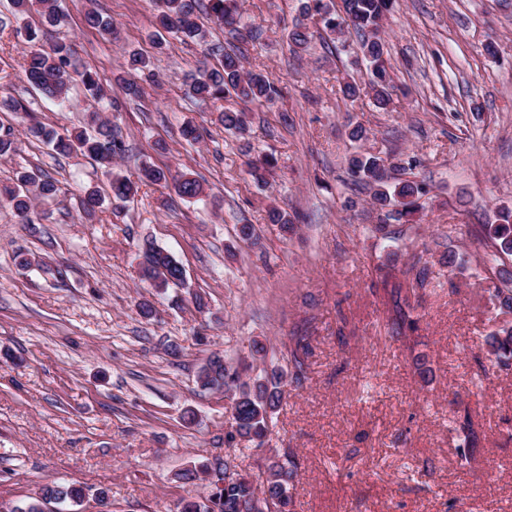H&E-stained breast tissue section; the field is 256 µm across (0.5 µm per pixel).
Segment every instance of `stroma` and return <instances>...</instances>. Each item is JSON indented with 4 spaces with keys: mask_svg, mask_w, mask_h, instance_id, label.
Returning <instances> with one entry per match:
<instances>
[{
    "mask_svg": "<svg viewBox=\"0 0 512 512\" xmlns=\"http://www.w3.org/2000/svg\"><path fill=\"white\" fill-rule=\"evenodd\" d=\"M237 4L261 31L243 42V66L275 82L273 102L187 98L188 75L219 64L233 38L212 24L203 43H154V0H61L65 20L41 42L71 45L105 99L81 88L63 104L46 99L24 79L26 46L0 0V98L59 130L99 117L126 144L108 171L23 137L0 157V187L37 167L61 188L37 204L34 225L0 206V512L53 482L79 483L86 498L50 512H177L188 493L207 492L204 481L178 480L192 463L229 454L255 475L275 453L297 466L294 512H512V366L483 343L512 326L495 297L512 258L469 234L512 207V0H394L381 22L392 75L384 110L341 92L368 81L355 36L333 49L315 36L297 52L289 34L301 0ZM92 8L116 38L86 24ZM135 53L150 74L128 72ZM127 74L140 97L122 90ZM222 107L244 112L245 134L215 124ZM188 121L199 141L183 139ZM358 125L356 143L348 133ZM357 150L401 163L403 178L426 188L412 221L391 222L392 238L372 231L379 213L348 168ZM265 155L277 164L260 185L248 169ZM146 165L190 173L203 196L146 184L84 218V187L107 188L113 172L137 178ZM273 207L292 231L269 223ZM244 224L254 237L240 235ZM147 242L182 264L185 287L148 286L138 265ZM416 256L431 271L423 290L405 273ZM394 288L417 332H398ZM145 300L149 320L138 311ZM256 340L283 366L305 349L307 378L287 386L263 447H230L224 397L197 375L218 353L256 377ZM465 413L477 434L466 460L452 423Z\"/></svg>",
    "mask_w": 512,
    "mask_h": 512,
    "instance_id": "1",
    "label": "stroma"
}]
</instances>
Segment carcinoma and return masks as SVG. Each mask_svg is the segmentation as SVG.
Returning a JSON list of instances; mask_svg holds the SVG:
<instances>
[{"instance_id":"1","label":"carcinoma","mask_w":512,"mask_h":512,"mask_svg":"<svg viewBox=\"0 0 512 512\" xmlns=\"http://www.w3.org/2000/svg\"><path fill=\"white\" fill-rule=\"evenodd\" d=\"M202 0H158L159 27L170 34L192 41H206L208 30L199 22L198 9ZM39 6L41 25L55 27L63 13L57 0H10L11 13L17 20H26L34 6ZM392 5V0H306L304 16L317 20L320 35L325 41L336 42L341 28L360 38V51L370 71L369 83L376 107L385 109L390 102V63L386 57L385 43L380 35V21ZM207 15L218 26L238 27L241 16L237 14L235 0H207ZM23 41L32 45L25 54L24 76L27 83L44 97L64 101L73 86L80 84L91 96L103 99L97 72L80 64L71 46L57 43L45 49L34 48L38 40L37 29L30 24L17 28ZM185 95L200 100H222L234 96L244 102L261 104L279 95L278 88L260 72H243L240 55L224 53L217 67L203 68L186 85ZM217 121L226 131L243 132L244 114L231 109L218 113ZM26 136L37 139L59 155L81 153L102 166L112 168V159L125 152L121 133L107 122H99L95 133L80 130L74 134H60L55 129L28 115L24 130ZM350 169L372 189V200L384 218L375 230L388 236L386 220H401L422 208L421 199L425 188L414 181L390 182L385 178V159L373 154L356 153L350 157ZM179 196L197 199L203 192L201 183L185 174L174 179ZM112 199L125 201L138 191V183L121 174H110ZM59 188L55 181L45 179L37 169L20 173L17 183L4 189L0 200L7 203L22 224L39 223L33 200L55 195ZM105 196L96 189L85 192L80 201L83 214L91 218L101 208ZM499 224H483L476 236L494 249V255L512 257V208H500ZM182 265L169 253L150 247L149 265L143 269V277L151 285L168 288L180 287ZM488 353L495 356L501 366L512 364V328H502L485 337ZM292 367L274 366L252 382L241 381L238 369L220 355L209 359L208 365L198 373L201 386L224 385L231 400V430L224 443L258 442L263 444L270 433L274 419L282 406L287 384L300 385L306 379L304 360L293 355ZM264 480L242 474L235 469L232 460L213 468L200 464L177 474V478L190 482L203 478L209 483L205 496L189 495L182 499L180 512H290L291 489L297 477V467L290 460H281L274 454L265 458L260 466ZM85 497L84 488L76 483H53L43 486L27 502L16 507L15 512H44L46 504H79Z\"/></svg>"}]
</instances>
